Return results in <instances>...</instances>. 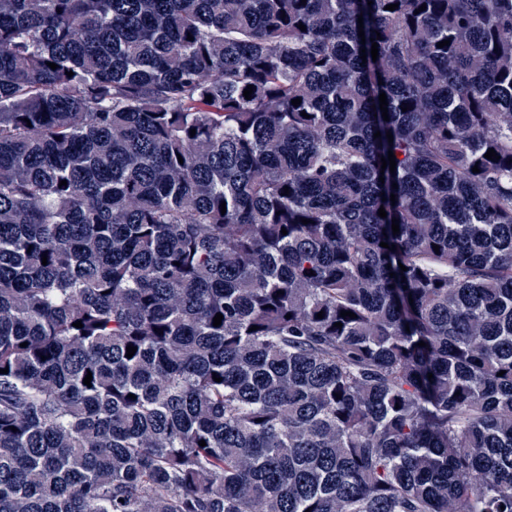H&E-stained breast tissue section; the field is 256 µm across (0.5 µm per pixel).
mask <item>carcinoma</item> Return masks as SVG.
Wrapping results in <instances>:
<instances>
[{"label":"carcinoma","mask_w":512,"mask_h":512,"mask_svg":"<svg viewBox=\"0 0 512 512\" xmlns=\"http://www.w3.org/2000/svg\"><path fill=\"white\" fill-rule=\"evenodd\" d=\"M5 368L0 512H512V0H0Z\"/></svg>","instance_id":"cac0c4a2"}]
</instances>
